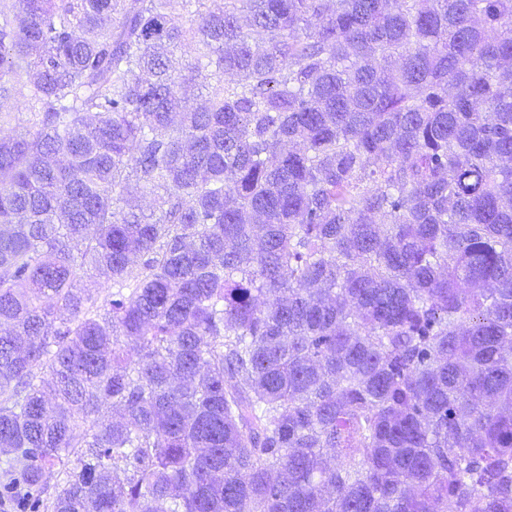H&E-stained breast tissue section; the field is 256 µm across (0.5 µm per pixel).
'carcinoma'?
Listing matches in <instances>:
<instances>
[{"instance_id": "cac0c4a2", "label": "carcinoma", "mask_w": 512, "mask_h": 512, "mask_svg": "<svg viewBox=\"0 0 512 512\" xmlns=\"http://www.w3.org/2000/svg\"><path fill=\"white\" fill-rule=\"evenodd\" d=\"M16 95L28 512H512V0H0Z\"/></svg>"}]
</instances>
